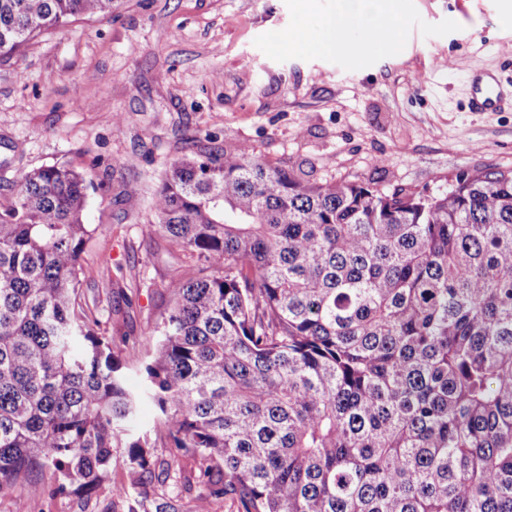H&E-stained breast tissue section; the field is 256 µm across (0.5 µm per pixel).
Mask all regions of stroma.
<instances>
[{
	"label": "stroma",
	"mask_w": 512,
	"mask_h": 512,
	"mask_svg": "<svg viewBox=\"0 0 512 512\" xmlns=\"http://www.w3.org/2000/svg\"><path fill=\"white\" fill-rule=\"evenodd\" d=\"M335 11L336 0H116L110 19H75L0 64V202L19 168L87 176L81 297L122 350L131 389L187 261L144 226L192 145H247L303 180L384 192L512 172V111L466 109L477 75L512 85V0H394L388 55L296 46L301 27ZM32 512L127 504L103 488L44 496Z\"/></svg>",
	"instance_id": "35a3bbf8"
}]
</instances>
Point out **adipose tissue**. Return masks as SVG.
<instances>
[{
    "label": "adipose tissue",
    "instance_id": "obj_1",
    "mask_svg": "<svg viewBox=\"0 0 512 512\" xmlns=\"http://www.w3.org/2000/svg\"><path fill=\"white\" fill-rule=\"evenodd\" d=\"M383 21L378 0H337L336 12L328 17L319 34L301 31V46L306 50L356 52L348 38L355 26L378 27Z\"/></svg>",
    "mask_w": 512,
    "mask_h": 512
}]
</instances>
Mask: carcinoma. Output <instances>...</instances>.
I'll use <instances>...</instances> for the list:
<instances>
[{
    "label": "carcinoma",
    "instance_id": "carcinoma-1",
    "mask_svg": "<svg viewBox=\"0 0 512 512\" xmlns=\"http://www.w3.org/2000/svg\"><path fill=\"white\" fill-rule=\"evenodd\" d=\"M114 0H0V64ZM0 203V488L31 512L108 487L128 512H512V172L448 191L308 183L248 146L171 163L145 227L186 253L142 367L81 303L86 177ZM158 411L156 436L133 424ZM169 449L158 461L157 447ZM122 450L127 480L112 478ZM191 460V467L183 459Z\"/></svg>",
    "mask_w": 512,
    "mask_h": 512
}]
</instances>
